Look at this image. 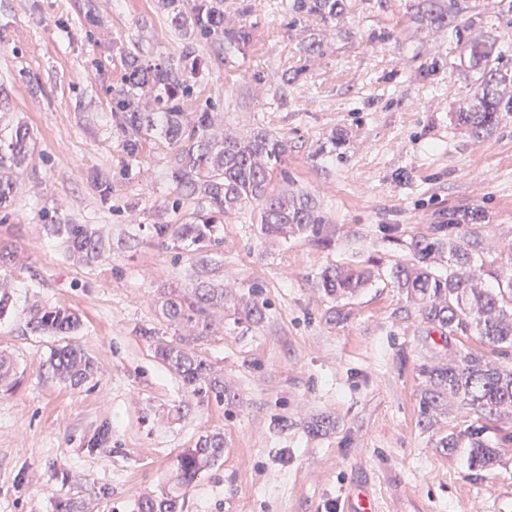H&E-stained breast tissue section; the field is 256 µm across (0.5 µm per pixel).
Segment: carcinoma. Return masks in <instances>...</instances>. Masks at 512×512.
<instances>
[{"label": "carcinoma", "mask_w": 512, "mask_h": 512, "mask_svg": "<svg viewBox=\"0 0 512 512\" xmlns=\"http://www.w3.org/2000/svg\"><path fill=\"white\" fill-rule=\"evenodd\" d=\"M172 8V22L201 38H216L227 50L247 42L246 28L224 27V0H163ZM345 0H293L292 9L299 18L313 16L323 22L336 19ZM416 19L430 27H448V34L461 47L467 68L478 73L471 100L452 113L456 124L467 135L480 140L492 134L503 113L512 114V60L501 51V34L494 28H480L479 14L466 0H415ZM126 74L123 83L112 91V128L118 134L124 153L132 160L140 157L148 139L165 141L174 150L177 165L172 173L178 198L201 196L208 210L183 224H154L153 237L163 246L177 248L182 243L194 247V257L206 263L213 251L224 244V216L247 202L261 206V232L266 236L298 235L323 245L322 217L312 196L271 188L272 174L288 153V141L264 129L246 138L217 135L211 114L186 112L185 100L193 93L190 73L196 62L178 67L170 62L149 63L136 53L124 52ZM154 93L156 111L143 112L138 92ZM33 132L22 123L9 132L0 131V207L11 200L13 170L26 160ZM485 219L476 210H448V219L433 226L430 237L410 241L413 260L396 264L385 274L366 266H327L319 273V287L330 298L353 296L384 277L404 294L417 309L427 332L435 330L450 336L477 335L504 356L512 355V247L491 259V249L477 231ZM73 256L89 263L97 259L103 239L90 224H55ZM448 257V272L434 269L436 259ZM16 251L0 247V317L13 308L9 292L10 273ZM496 282L497 287L488 286ZM162 318L170 324L191 329L187 336L167 340L155 330L144 328L141 336L154 345L163 365L182 381L200 404L222 405L235 399L224 387V376L194 351V345L209 335L211 316L224 308V287L199 281L186 291L172 289L163 293L158 304ZM242 313L252 322L264 319V304L254 298L245 303ZM26 328L39 336H55V345L46 365L50 373L73 387L93 380L96 365L77 344L68 340L81 326L80 316L65 306L33 303L26 311ZM425 378L420 393V424L436 426L448 407L460 403L491 421L512 414V368L505 369L483 356L468 353L451 355L448 362L422 365ZM16 385V363L0 351V386ZM482 427L473 428L468 437L471 464L490 469L500 458L499 449L482 437ZM224 456V433L211 432L199 438L173 463L172 485L159 492L140 496L136 512H183L184 494L198 475L213 468Z\"/></svg>", "instance_id": "cac0c4a2"}]
</instances>
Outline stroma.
Instances as JSON below:
<instances>
[{"label":"stroma","mask_w":512,"mask_h":512,"mask_svg":"<svg viewBox=\"0 0 512 512\" xmlns=\"http://www.w3.org/2000/svg\"><path fill=\"white\" fill-rule=\"evenodd\" d=\"M291 3L224 0L225 26L251 32L244 50L228 54L176 29L160 0H0V128L23 122L35 137L0 209V245L22 253L15 311L0 319V351L13 355L19 378L0 390V512H55L60 498L87 512H132L140 494L166 483L179 454L216 429L224 457L199 475L183 512H344L362 489L377 512H512V420L485 423L455 405L432 432L417 415L420 365L452 351L507 367L512 357L477 336L425 333L385 281L335 302L315 282L329 265L408 261L411 239L431 235L452 207L484 211L486 243L506 249L512 115L479 143L455 126L451 114L477 76L460 70L447 28L415 22L412 0H346L328 23L295 19ZM312 37L322 48L308 56ZM127 50L197 58L185 109H209L216 132L287 137L272 185L315 198L331 245L263 236L253 202L225 217L224 244L207 267L159 245L151 225L182 222L207 203L177 200L166 144L147 143L132 162L113 133L110 90ZM434 57L447 59V72L419 78ZM289 72L297 78L287 83ZM56 224L96 225L102 255L70 259ZM199 277L224 284L227 297L196 351L236 399L179 416L189 395L139 330L184 335L163 321L157 300ZM254 290L266 305L259 324L236 315ZM35 296L79 313L77 342L98 366L93 382L73 388L48 373L54 340L25 327ZM316 414L334 429L310 433ZM480 424L503 454L491 472L469 464L466 435ZM442 432L458 435V448H437Z\"/></svg>","instance_id":"1"}]
</instances>
